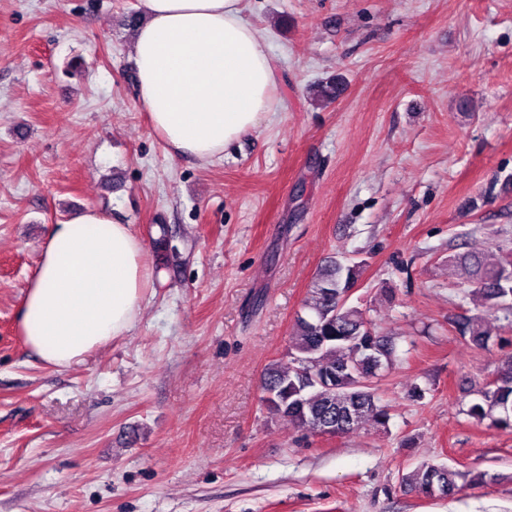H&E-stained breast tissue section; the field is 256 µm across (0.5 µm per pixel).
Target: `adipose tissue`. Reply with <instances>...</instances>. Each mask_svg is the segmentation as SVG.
Masks as SVG:
<instances>
[{
    "label": "adipose tissue",
    "mask_w": 512,
    "mask_h": 512,
    "mask_svg": "<svg viewBox=\"0 0 512 512\" xmlns=\"http://www.w3.org/2000/svg\"><path fill=\"white\" fill-rule=\"evenodd\" d=\"M138 96L169 153L208 162L267 118L277 76L240 0H140ZM147 247L108 211L54 225L23 297L30 351L66 368L125 334L154 271Z\"/></svg>",
    "instance_id": "adipose-tissue-1"
}]
</instances>
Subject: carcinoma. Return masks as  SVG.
I'll use <instances>...</instances> for the list:
<instances>
[{"label":"carcinoma","instance_id":"obj_1","mask_svg":"<svg viewBox=\"0 0 512 512\" xmlns=\"http://www.w3.org/2000/svg\"><path fill=\"white\" fill-rule=\"evenodd\" d=\"M450 263L459 283L476 298L474 313L454 322V330L470 346L487 349L502 329H512V254L493 258L466 251ZM364 265L330 261L294 320L288 362L265 369L262 402L292 427L317 433L328 424L340 434L366 425L377 431L389 428V409L377 382L395 365L396 337L381 332L366 311L346 297ZM470 395L465 414L474 422L512 428V355L500 359L493 379L474 385ZM495 479L486 472L423 461L402 482L424 497L436 498Z\"/></svg>","mask_w":512,"mask_h":512}]
</instances>
